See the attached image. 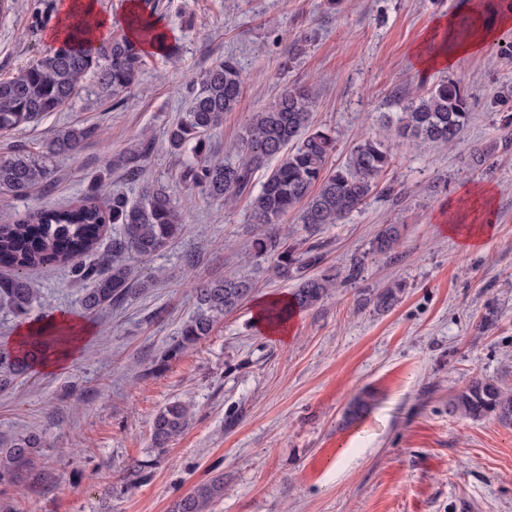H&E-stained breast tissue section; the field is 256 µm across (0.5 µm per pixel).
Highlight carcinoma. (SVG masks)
Returning a JSON list of instances; mask_svg holds the SVG:
<instances>
[{
	"label": "carcinoma",
	"mask_w": 512,
	"mask_h": 512,
	"mask_svg": "<svg viewBox=\"0 0 512 512\" xmlns=\"http://www.w3.org/2000/svg\"><path fill=\"white\" fill-rule=\"evenodd\" d=\"M155 0H138L134 25L143 36L163 39L165 30L157 18ZM84 26H73L71 37L52 47L9 78H0V132H12L61 111L81 89L84 78L96 76L98 95L122 98L139 82L145 52L127 35L100 42H84ZM186 90L189 105L165 132V148L183 157L179 180L207 197L233 202L242 194L250 197L251 214L261 225L252 240L257 256L273 259L274 273L284 279L300 277L288 303L297 311L320 303L333 287L337 274L324 270L312 276L304 270L323 263L319 246L300 252L288 244L279 224L288 213H299L309 232L341 222L379 188L380 176L392 161L390 147L382 141L362 138L353 146L347 162L333 167L329 160L335 137L310 124L314 99L304 86L286 88L273 103L251 113L236 146L239 159L216 162L208 157L209 138L236 109L243 81L236 60L221 58L190 78ZM470 117L469 94L462 81L442 79L423 96L409 100L400 118V136L441 144L456 141ZM93 131L65 126L34 153L17 150L0 157V191L26 197L53 178L52 161L58 155H78ZM155 139L144 137L119 154L115 164L125 170L128 181L140 180L152 153ZM277 164L254 190V174L269 161ZM101 183L89 184L75 205L46 207L22 218L0 223V266L14 270L0 277V309L28 322L46 315L33 314L38 293L26 271L48 263L67 268L71 281L83 286L81 304L89 315L100 314L128 301L148 286L133 275L129 260H148L164 251L182 232V213L166 185L144 186L136 201L119 194L100 199ZM119 226L108 249L99 251L108 225ZM403 226L385 225L372 240L369 253L389 257L399 247ZM253 292L250 281L222 278L195 288L197 308L180 335L160 355L164 364L210 336L224 314L237 308ZM403 293L396 283L381 291H368L366 301L374 310L392 309ZM59 336H34L21 353L0 347V389L26 374L42 348ZM448 410L464 418L494 417L512 425V390L498 381L474 375L449 400ZM191 421L189 407L172 401L160 408L152 422V447L166 451L169 443L185 432ZM42 447L36 431L10 438L0 437V486L17 482ZM224 496V476L197 484L177 498L170 512H208Z\"/></svg>",
	"instance_id": "1"
}]
</instances>
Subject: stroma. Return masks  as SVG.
<instances>
[{
	"label": "stroma",
	"mask_w": 512,
	"mask_h": 512,
	"mask_svg": "<svg viewBox=\"0 0 512 512\" xmlns=\"http://www.w3.org/2000/svg\"><path fill=\"white\" fill-rule=\"evenodd\" d=\"M465 0H161L162 25L179 54H148L138 84L114 105L94 77L62 111L37 126L0 134V156L35 150L57 129L93 135L78 158L56 157L50 184L25 198L0 194V218L80 200L101 178L104 199L136 198L108 158L152 135L159 147L144 174L166 182L184 209L179 238L147 262L148 288L102 317L86 315L80 285L49 265L27 276L48 305L83 318L92 333L56 372L33 370L0 391V436L39 431L44 447L20 481L0 487V512H168L196 484L220 475L212 512H512V427L448 410L451 396L481 374L512 389V28L449 70L418 68L414 50L440 17ZM62 0H16L0 13V76L49 48ZM244 79L235 111L210 137L211 153L236 160L246 118L286 87L307 85L313 126L336 135L335 165L364 135L391 146L382 176L392 194L371 195L316 233L296 214L281 227L298 250L320 245L325 266L365 261L364 279L337 278L322 302L301 311L281 344L253 318L255 299L287 294L295 280L271 272L248 245L258 229L248 198L221 206L179 184L178 156L162 147L185 109L191 75L224 56ZM470 92L459 142L443 146L396 134L403 107L441 78ZM494 191L495 230L462 251L446 233L449 210L464 211L474 187ZM403 225L389 257L369 255L383 225ZM249 279L252 299L227 313L211 336L166 366L159 354L196 309L192 285ZM405 285L387 312L367 288ZM497 320L480 324L488 312ZM371 408L347 421L355 398ZM189 402L194 419L166 452L151 447L161 405ZM145 461L141 474L126 471Z\"/></svg>",
	"instance_id": "35a3bbf8"
}]
</instances>
